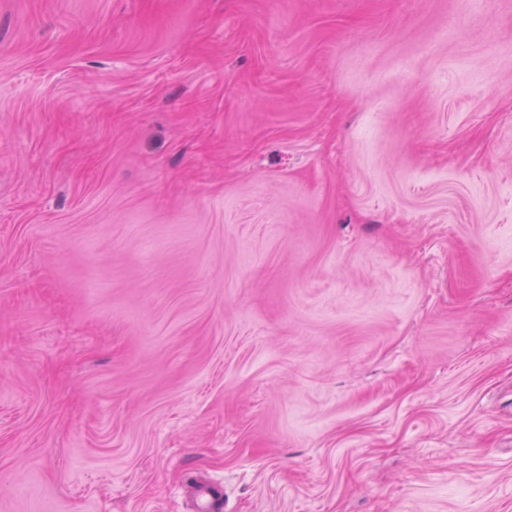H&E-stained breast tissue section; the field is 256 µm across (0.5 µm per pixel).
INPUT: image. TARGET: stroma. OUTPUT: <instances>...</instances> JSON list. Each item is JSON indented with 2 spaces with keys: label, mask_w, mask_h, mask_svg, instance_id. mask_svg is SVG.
<instances>
[{
  "label": "stroma",
  "mask_w": 512,
  "mask_h": 512,
  "mask_svg": "<svg viewBox=\"0 0 512 512\" xmlns=\"http://www.w3.org/2000/svg\"><path fill=\"white\" fill-rule=\"evenodd\" d=\"M512 512V0H0V512ZM189 487L193 512H224V488L222 485L194 480L190 482Z\"/></svg>",
  "instance_id": "stroma-1"
}]
</instances>
